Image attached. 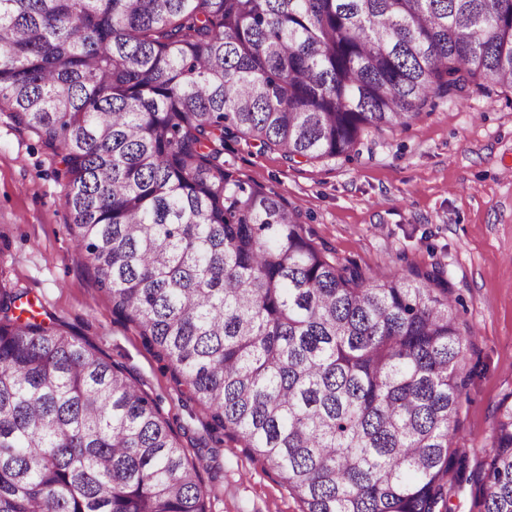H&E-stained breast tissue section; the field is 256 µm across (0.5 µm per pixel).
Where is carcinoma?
Segmentation results:
<instances>
[{
	"mask_svg": "<svg viewBox=\"0 0 512 512\" xmlns=\"http://www.w3.org/2000/svg\"><path fill=\"white\" fill-rule=\"evenodd\" d=\"M498 86L512 0H0V112L60 157L112 314L302 512H441L473 332L439 265L332 260L224 139L351 160ZM477 483L512 512V393ZM0 512H210L158 402L2 286Z\"/></svg>",
	"mask_w": 512,
	"mask_h": 512,
	"instance_id": "carcinoma-1",
	"label": "carcinoma"
}]
</instances>
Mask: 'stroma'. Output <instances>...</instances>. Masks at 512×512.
<instances>
[{"instance_id":"1","label":"stroma","mask_w":512,"mask_h":512,"mask_svg":"<svg viewBox=\"0 0 512 512\" xmlns=\"http://www.w3.org/2000/svg\"><path fill=\"white\" fill-rule=\"evenodd\" d=\"M224 162L297 206L314 241L340 262L374 271L444 267L459 319L474 333L452 445L467 478L449 479L448 512H482L470 476L491 448L494 406L512 393V89L438 100L410 127L369 139L350 161L294 163L229 138ZM58 167L36 134L0 116V283L41 320L65 324L127 367L213 487L211 512H301L287 484L240 442L211 439L206 408L134 325L113 316L74 249Z\"/></svg>"}]
</instances>
